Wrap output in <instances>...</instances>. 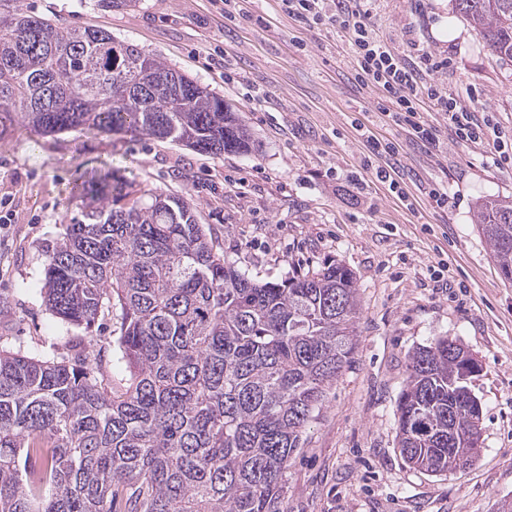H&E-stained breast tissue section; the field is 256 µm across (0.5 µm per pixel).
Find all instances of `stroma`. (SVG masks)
Masks as SVG:
<instances>
[{"instance_id":"obj_1","label":"stroma","mask_w":512,"mask_h":512,"mask_svg":"<svg viewBox=\"0 0 512 512\" xmlns=\"http://www.w3.org/2000/svg\"><path fill=\"white\" fill-rule=\"evenodd\" d=\"M21 12L62 27L110 32L154 53L236 110L246 153H198L149 136L85 130L41 136L16 126L0 140V350L42 360L96 357L97 374L123 390L119 319L103 311L91 329L66 324L41 291L46 250L80 208L68 186L85 168L112 162L130 180L188 197L225 258L259 281L339 262L354 274L356 349L303 435L285 477L282 512H499L512 500V282L493 262L475 222L479 200L512 199V168L494 147L457 145L442 129L432 153L377 110L360 88L347 41L332 25L309 27L279 0H17ZM371 24L400 55H452L447 89L468 109L491 111L512 132V63L501 60L454 0H376ZM402 147L396 168L410 202L376 177L377 158L358 131ZM447 185V208L429 186ZM447 263V283L433 266ZM447 336L481 362L468 388L482 407V452L470 467L427 475L397 449L396 402L409 355Z\"/></svg>"}]
</instances>
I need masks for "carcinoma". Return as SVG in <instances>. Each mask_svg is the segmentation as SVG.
<instances>
[{
	"label": "carcinoma",
	"mask_w": 512,
	"mask_h": 512,
	"mask_svg": "<svg viewBox=\"0 0 512 512\" xmlns=\"http://www.w3.org/2000/svg\"><path fill=\"white\" fill-rule=\"evenodd\" d=\"M512 61V0H455ZM18 122L146 135L201 153L249 150L224 100L156 56L92 28H62L0 0V139ZM72 194L81 217L46 251L42 292L86 330L121 311L127 388L87 359L0 352V512H280L284 478L313 413L356 348L358 288L340 263L259 282L224 260L192 204L95 170ZM476 223L500 274L512 200ZM458 342L410 357L397 402L405 464L448 472V426L479 428L459 381Z\"/></svg>",
	"instance_id": "1"
}]
</instances>
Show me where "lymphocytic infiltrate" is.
Segmentation results:
<instances>
[{"instance_id":"lymphocytic-infiltrate-1","label":"lymphocytic infiltrate","mask_w":512,"mask_h":512,"mask_svg":"<svg viewBox=\"0 0 512 512\" xmlns=\"http://www.w3.org/2000/svg\"><path fill=\"white\" fill-rule=\"evenodd\" d=\"M292 17L316 24L324 20L338 23L348 34L357 82L376 89L382 96L379 110L395 124H403L412 140L423 146L440 148V133L422 115V101H429L441 112L455 141L463 146L482 144L493 139L497 155L493 162L501 166L512 161V146L494 113L473 112L442 91L436 74L447 73L451 62L421 49L417 60L395 54L372 28L369 19L374 0H281Z\"/></svg>"}]
</instances>
